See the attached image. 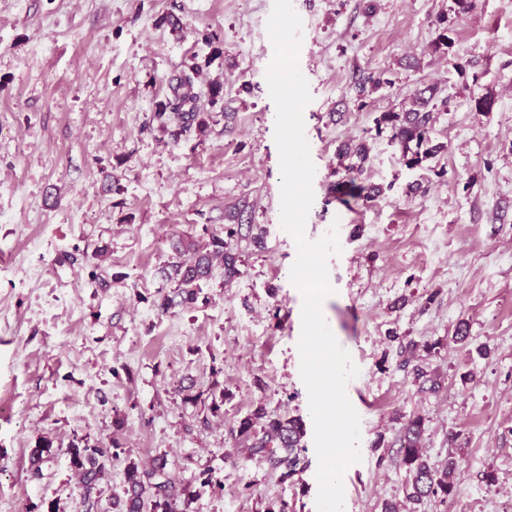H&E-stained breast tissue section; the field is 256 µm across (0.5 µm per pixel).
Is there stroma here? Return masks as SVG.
Wrapping results in <instances>:
<instances>
[{"instance_id": "stroma-1", "label": "stroma", "mask_w": 512, "mask_h": 512, "mask_svg": "<svg viewBox=\"0 0 512 512\" xmlns=\"http://www.w3.org/2000/svg\"><path fill=\"white\" fill-rule=\"evenodd\" d=\"M468 2L292 0L312 95L305 236L338 231L322 312L359 369L344 512H512V0ZM273 5L0 0V502L14 512H116L128 461L160 456L197 492L185 512H317L313 434L287 482L236 439L259 411L313 422L266 81ZM189 73L199 124L182 132L157 112ZM369 74L385 84L358 96ZM430 85L448 101L441 150L409 168L375 120ZM347 142L369 146L376 200L331 192ZM234 213L235 276L215 267L195 304L159 310L173 242ZM413 418L431 467L457 464L447 500L404 496ZM86 442L112 453L91 508L68 453Z\"/></svg>"}]
</instances>
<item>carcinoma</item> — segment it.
Here are the masks:
<instances>
[{"mask_svg": "<svg viewBox=\"0 0 512 512\" xmlns=\"http://www.w3.org/2000/svg\"><path fill=\"white\" fill-rule=\"evenodd\" d=\"M174 93L173 99L160 104L157 115L161 118L169 113L186 128L196 117L193 110L185 109L194 95L189 90L181 93L177 88ZM437 108L447 109L448 98L439 97L437 88L427 87L415 95L412 108L404 112H384L377 118L378 131H383L385 127L391 130V141L400 146L404 163L409 168L419 165L441 149V146L431 144L430 138L431 114ZM341 154L360 160V164H349L345 168L353 183L355 174L361 173L363 163L368 159L367 147L347 144L341 149ZM236 234L233 225L228 224L224 226V234L209 235L208 241L201 247L183 240L173 244L175 256L162 273L164 279L176 283L183 303L193 304L197 301L201 284L213 275L214 260L221 261L225 277L230 278L237 273V256L227 249L228 239ZM423 431V423L417 418L406 424L400 438L399 454L408 473L404 485L405 498L414 502L429 496L447 498L453 489L456 470L453 461L448 462V466L441 471L428 464L421 447ZM238 434L248 454L263 453L273 467L280 470L281 481L291 480L303 471L300 453L304 451L301 441L305 436V425L301 418L269 419L258 429L253 418L248 416L239 422ZM69 454L71 464L81 478L84 502L88 503L105 469L109 450L89 444L82 447L73 445L69 448ZM125 483L121 512H176L178 500H183L187 506L195 497L190 486L180 487L172 481L164 457L156 458L149 466L129 463Z\"/></svg>", "mask_w": 512, "mask_h": 512, "instance_id": "cac0c4a2", "label": "carcinoma"}]
</instances>
